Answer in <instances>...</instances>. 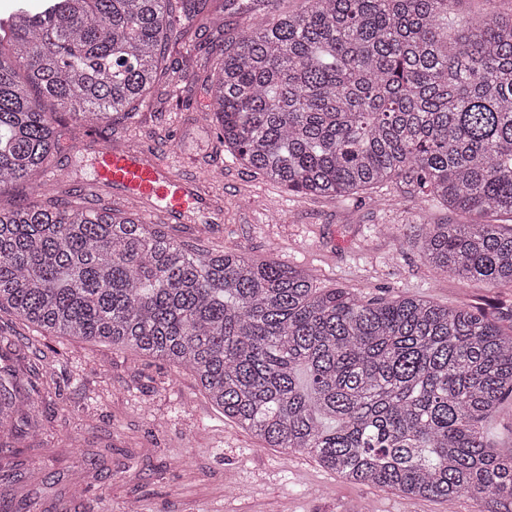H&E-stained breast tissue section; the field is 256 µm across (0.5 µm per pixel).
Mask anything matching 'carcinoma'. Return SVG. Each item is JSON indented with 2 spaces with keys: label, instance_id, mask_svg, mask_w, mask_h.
Masks as SVG:
<instances>
[{
  "label": "carcinoma",
  "instance_id": "carcinoma-1",
  "mask_svg": "<svg viewBox=\"0 0 512 512\" xmlns=\"http://www.w3.org/2000/svg\"><path fill=\"white\" fill-rule=\"evenodd\" d=\"M51 0L0 37V193L31 185L79 126L136 109L177 29L258 0ZM302 0L243 25L206 79L224 150L290 195L377 203L407 187L469 218L419 248L463 282L512 290V12L483 0ZM53 105L49 112L43 101ZM190 372L265 448L302 450L347 483L512 512V451L486 439L512 410V334L481 306L363 299L243 252L200 255L106 206L0 208V311ZM46 396L0 366V475Z\"/></svg>",
  "mask_w": 512,
  "mask_h": 512
}]
</instances>
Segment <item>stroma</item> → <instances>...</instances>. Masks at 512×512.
I'll use <instances>...</instances> for the list:
<instances>
[{
  "label": "stroma",
  "instance_id": "1",
  "mask_svg": "<svg viewBox=\"0 0 512 512\" xmlns=\"http://www.w3.org/2000/svg\"><path fill=\"white\" fill-rule=\"evenodd\" d=\"M240 25L189 28L166 66L169 77L132 114L110 126L59 127L63 149L133 147L165 153L175 170L197 178L211 196L209 220L174 224L159 214L152 223L203 254L239 250L258 260L304 268L325 288H352L367 298L422 295L444 306L467 302L512 308V292L466 284L435 272L414 245L423 223L456 221L435 204L416 213L412 201L391 190L389 203L346 206L328 199L289 196L260 180L225 153L201 120V74L222 56ZM81 165L77 180L0 193V204H44L56 197L105 203L142 213L140 203L91 184ZM374 224H395L396 235H369ZM0 362L41 364L49 398L39 414L50 437L29 438L17 477L0 483V501L20 504L38 496L43 512H475L473 500L455 507L411 500L390 491L353 486L308 455L261 447L225 420L191 375L162 361L111 345L41 336L9 312H0ZM80 467L86 491L67 490L68 470Z\"/></svg>",
  "mask_w": 512,
  "mask_h": 512
}]
</instances>
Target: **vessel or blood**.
Wrapping results in <instances>:
<instances>
[{
  "label": "vessel or blood",
  "mask_w": 512,
  "mask_h": 512,
  "mask_svg": "<svg viewBox=\"0 0 512 512\" xmlns=\"http://www.w3.org/2000/svg\"><path fill=\"white\" fill-rule=\"evenodd\" d=\"M94 176L121 197L143 202L151 211L178 222L209 207L197 180L175 176L171 161L161 154L102 146L95 155Z\"/></svg>",
  "instance_id": "obj_1"
}]
</instances>
